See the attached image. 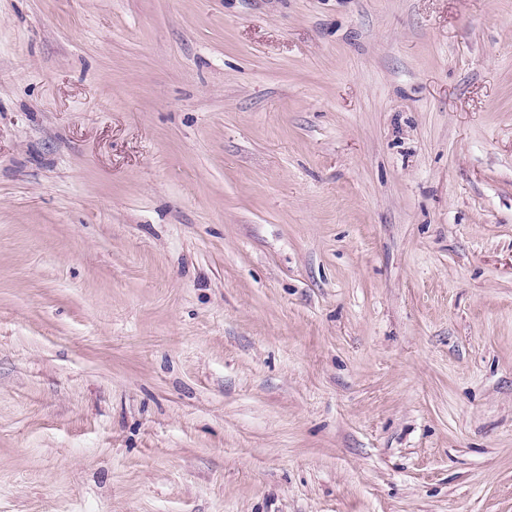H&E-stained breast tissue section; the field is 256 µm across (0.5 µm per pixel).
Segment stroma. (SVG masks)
I'll return each mask as SVG.
<instances>
[{
    "mask_svg": "<svg viewBox=\"0 0 512 512\" xmlns=\"http://www.w3.org/2000/svg\"><path fill=\"white\" fill-rule=\"evenodd\" d=\"M0 512H512V0H0Z\"/></svg>",
    "mask_w": 512,
    "mask_h": 512,
    "instance_id": "35a3bbf8",
    "label": "stroma"
}]
</instances>
